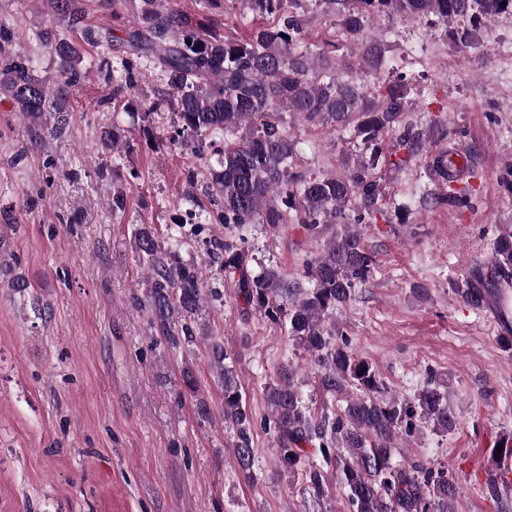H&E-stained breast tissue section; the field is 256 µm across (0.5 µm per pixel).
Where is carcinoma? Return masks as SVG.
I'll return each mask as SVG.
<instances>
[{"label": "carcinoma", "mask_w": 512, "mask_h": 512, "mask_svg": "<svg viewBox=\"0 0 512 512\" xmlns=\"http://www.w3.org/2000/svg\"><path fill=\"white\" fill-rule=\"evenodd\" d=\"M57 23L75 21L71 0H48ZM268 24L246 39H228L163 0H139L132 25L122 43L124 84L115 95L130 93L140 69L153 73L162 83L161 95L175 105L182 145L197 165L208 173L209 204L192 195L186 216L196 224H301L318 233L321 224L390 223L382 207L381 187L374 176L384 133L396 127L405 111L400 86L371 90L354 75L338 73L339 61L304 45L306 20L301 0H243ZM326 14L336 18V36L357 57L355 75H368L382 60L381 44L364 34L372 19L384 14L400 20L431 17L446 28L456 46L471 43L481 21L506 12L504 0H321ZM42 43L60 61V79L49 84L36 75L30 60L20 54L0 55V94L15 111L32 122L30 143L43 142L40 119L54 101L65 98L83 78L78 68L80 48L54 28L39 34ZM281 112H293L308 124L336 129L349 115L362 116L361 141L370 150V163L356 162L348 176L316 175L293 170L296 140L280 124ZM222 138L216 165L208 161L209 147ZM399 139L408 154L422 148L419 133L406 127ZM435 172L448 182L459 176L455 153L443 152ZM138 249L147 259L150 274L141 303L150 307L162 336L173 346L193 341L184 320L197 314L204 301L203 276L196 266L185 265L176 250L166 247L145 227L138 232ZM497 255L492 281L477 272L485 288L512 284V232L495 242ZM224 255L223 271L238 276L246 304L277 322L286 319L288 332L301 341L320 368L324 392L336 396L353 386L362 396L346 401L334 416L314 417L291 381L292 372L268 387L276 443V465L283 472L301 474L318 494L324 492L325 475L311 464L306 445L318 449L323 462L335 464L343 486L345 512H448V502L458 486L447 472L433 470L421 461L395 464L393 451L401 429L429 422L448 432L455 427L454 414L430 375L426 386L412 400L385 398L373 367L355 356L347 342L333 344L336 312L345 308L355 288L371 276L375 260L361 234L347 230L330 239L327 249L305 262L309 291L294 289L272 269L254 272L248 254L226 240L215 241ZM214 367L224 381V422L236 428L235 458L247 481L254 480L255 452L252 419L243 401L229 355L212 345Z\"/></svg>", "instance_id": "cac0c4a2"}]
</instances>
